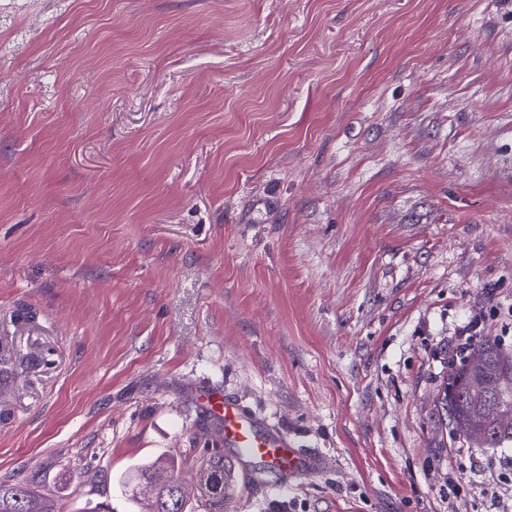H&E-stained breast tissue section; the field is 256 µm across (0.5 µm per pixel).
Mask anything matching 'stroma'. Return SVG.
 Here are the masks:
<instances>
[{"label": "stroma", "mask_w": 512, "mask_h": 512, "mask_svg": "<svg viewBox=\"0 0 512 512\" xmlns=\"http://www.w3.org/2000/svg\"><path fill=\"white\" fill-rule=\"evenodd\" d=\"M483 316L512 351V0H0V482L195 484L213 388L321 461L227 512H485ZM483 323L484 321L480 319H472L465 325H460L454 329L452 338L456 345L457 354L463 356L460 357L461 361L465 358L464 355L471 349L475 341L483 335L485 329ZM474 352L479 354H475L472 357ZM481 354H485L496 366L502 365L504 369H507V380L510 382V389L507 387V381H502L500 384L495 383L490 389L472 390L468 387V379L472 374L471 365L477 373L473 381L476 387L481 386L485 379L497 378L499 375L498 369L490 365L488 360ZM451 373L452 366L449 365L441 403L443 409L448 414L452 433L458 439H463V441L471 446L475 441L474 437L477 433V429L471 421L472 414L486 408L491 395L497 389L501 392H505L508 389L510 391L509 396L511 395L512 399V352L502 348L490 336H485L474 344L468 359L456 367L455 374L452 376L451 381L448 382Z\"/></svg>", "instance_id": "35a3bbf8"}]
</instances>
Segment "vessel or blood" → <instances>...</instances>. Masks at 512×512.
<instances>
[{"label":"vessel or blood","instance_id":"b4317fda","mask_svg":"<svg viewBox=\"0 0 512 512\" xmlns=\"http://www.w3.org/2000/svg\"><path fill=\"white\" fill-rule=\"evenodd\" d=\"M201 405L238 463L227 476L226 498L237 493L244 468L250 464H260L289 479L316 468V459L297 448L287 433L242 406L236 398L212 392L202 397Z\"/></svg>","mask_w":512,"mask_h":512}]
</instances>
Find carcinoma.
<instances>
[{"instance_id":"1","label":"carcinoma","mask_w":512,"mask_h":512,"mask_svg":"<svg viewBox=\"0 0 512 512\" xmlns=\"http://www.w3.org/2000/svg\"><path fill=\"white\" fill-rule=\"evenodd\" d=\"M471 352L486 355L492 363L507 369V380L488 389L472 390L468 379L472 374L470 361L456 367L451 381L444 385L443 409L448 414L452 433L467 444L474 443L477 429L473 426L472 414L486 408L490 393L507 390L512 383V352L500 346L495 339L485 336L474 344ZM490 448H504L512 444V420L488 424ZM231 462L224 454L215 452L204 458L199 469L197 484L191 488L171 485L158 477L156 463L144 462L137 466L128 481L132 482L131 503L136 505L139 495L151 498L149 512H190L189 503L196 499L203 512H224V473ZM0 512H55L54 506L40 498L26 483H0Z\"/></svg>"}]
</instances>
